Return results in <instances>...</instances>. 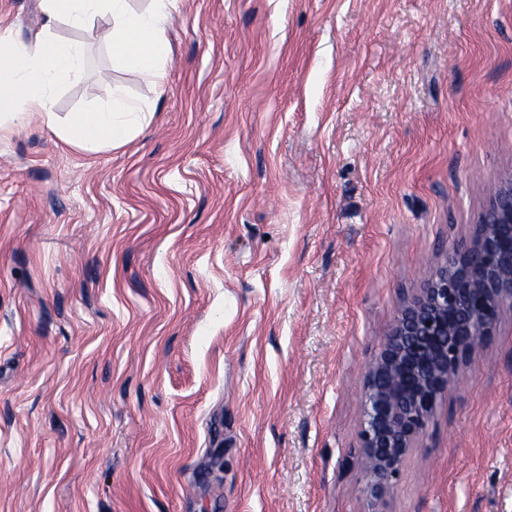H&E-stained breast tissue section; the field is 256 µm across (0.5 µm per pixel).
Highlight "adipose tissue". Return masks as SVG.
Masks as SVG:
<instances>
[{"instance_id": "ef3b65f1", "label": "adipose tissue", "mask_w": 512, "mask_h": 512, "mask_svg": "<svg viewBox=\"0 0 512 512\" xmlns=\"http://www.w3.org/2000/svg\"><path fill=\"white\" fill-rule=\"evenodd\" d=\"M45 22L30 49H15L0 37V127L23 115L37 117L65 145L89 151L126 144L145 114L119 101L108 111L80 112L59 123L52 110V89L61 78L80 79L84 74V47L58 39L54 30L66 24L95 30L124 68L153 82L165 75V0H155L147 11L131 7L129 0H41Z\"/></svg>"}]
</instances>
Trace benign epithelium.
<instances>
[{
  "mask_svg": "<svg viewBox=\"0 0 512 512\" xmlns=\"http://www.w3.org/2000/svg\"><path fill=\"white\" fill-rule=\"evenodd\" d=\"M512 302V178L489 192L476 234L436 267L395 317L362 394L363 491L393 492L404 459L471 352Z\"/></svg>",
  "mask_w": 512,
  "mask_h": 512,
  "instance_id": "benign-epithelium-1",
  "label": "benign epithelium"
}]
</instances>
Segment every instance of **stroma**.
Instances as JSON below:
<instances>
[{
	"label": "stroma",
	"instance_id": "obj_1",
	"mask_svg": "<svg viewBox=\"0 0 512 512\" xmlns=\"http://www.w3.org/2000/svg\"><path fill=\"white\" fill-rule=\"evenodd\" d=\"M165 79L86 31L0 130V512H368V368L512 177V0H169ZM0 0V33L40 32ZM385 512H512V305Z\"/></svg>",
	"mask_w": 512,
	"mask_h": 512
}]
</instances>
